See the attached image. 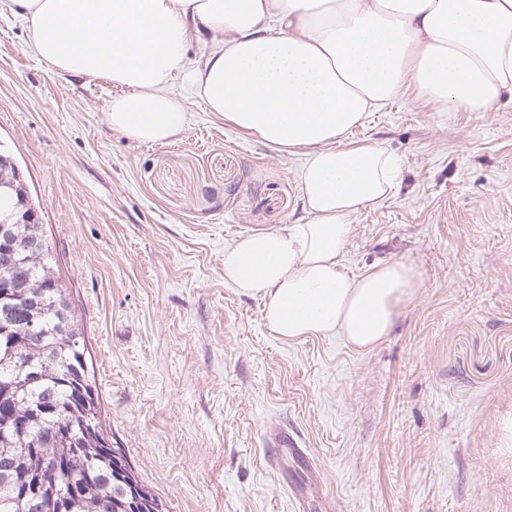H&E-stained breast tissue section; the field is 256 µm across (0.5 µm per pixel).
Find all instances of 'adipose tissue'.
<instances>
[{"label":"adipose tissue","instance_id":"1","mask_svg":"<svg viewBox=\"0 0 512 512\" xmlns=\"http://www.w3.org/2000/svg\"><path fill=\"white\" fill-rule=\"evenodd\" d=\"M35 54L58 73L119 87L114 131L166 143L187 123L170 90L186 73L209 111L305 157L303 217L224 250V280L263 299L285 340L337 335L370 349L391 335L421 280L396 260L349 275L358 212L400 175L381 146L341 147L370 113L415 87L441 110L492 112L512 99V0H11ZM209 51L192 70L191 37Z\"/></svg>","mask_w":512,"mask_h":512}]
</instances>
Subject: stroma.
Here are the masks:
<instances>
[{
  "label": "stroma",
  "mask_w": 512,
  "mask_h": 512,
  "mask_svg": "<svg viewBox=\"0 0 512 512\" xmlns=\"http://www.w3.org/2000/svg\"><path fill=\"white\" fill-rule=\"evenodd\" d=\"M0 0V144L71 293L111 447L165 512H512V107L443 112L416 88L342 140L402 165L354 219L346 273L422 280L392 335L285 341L224 249L302 214L300 154L208 112L168 143L113 131L118 87L57 73ZM300 436L269 456L265 434Z\"/></svg>",
  "instance_id": "1"
}]
</instances>
